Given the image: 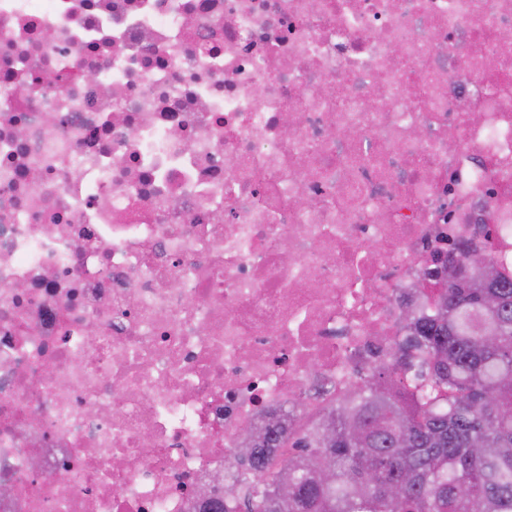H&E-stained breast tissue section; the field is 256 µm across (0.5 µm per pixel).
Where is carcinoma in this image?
<instances>
[{
  "instance_id": "1",
  "label": "carcinoma",
  "mask_w": 512,
  "mask_h": 512,
  "mask_svg": "<svg viewBox=\"0 0 512 512\" xmlns=\"http://www.w3.org/2000/svg\"><path fill=\"white\" fill-rule=\"evenodd\" d=\"M450 248L494 278L425 293L432 313L408 311L395 353L318 425L287 433L279 419L251 436L233 456L246 466L238 512H512V276L467 241Z\"/></svg>"
}]
</instances>
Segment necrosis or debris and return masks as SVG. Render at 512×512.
Here are the masks:
<instances>
[{"label":"necrosis or debris","instance_id":"obj_1","mask_svg":"<svg viewBox=\"0 0 512 512\" xmlns=\"http://www.w3.org/2000/svg\"><path fill=\"white\" fill-rule=\"evenodd\" d=\"M506 0H0V512H205L451 239L512 275ZM152 453H143V437Z\"/></svg>","mask_w":512,"mask_h":512}]
</instances>
